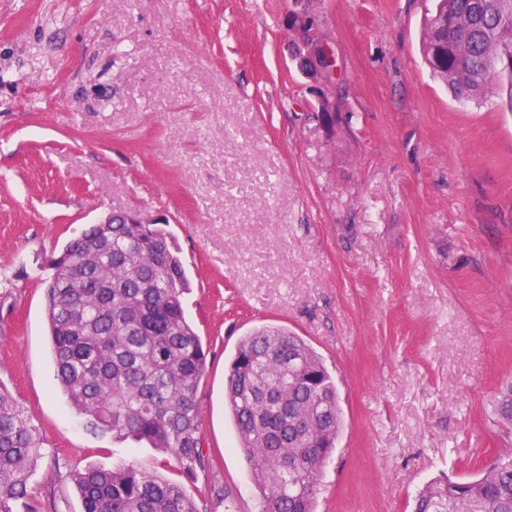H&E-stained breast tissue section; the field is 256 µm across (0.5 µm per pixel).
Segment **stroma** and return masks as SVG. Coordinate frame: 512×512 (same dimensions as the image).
Instances as JSON below:
<instances>
[{"label": "stroma", "mask_w": 512, "mask_h": 512, "mask_svg": "<svg viewBox=\"0 0 512 512\" xmlns=\"http://www.w3.org/2000/svg\"><path fill=\"white\" fill-rule=\"evenodd\" d=\"M288 0H0V386L44 437L29 487L171 457L87 431L55 379L46 263L87 225L163 218L208 352L198 508L259 512L224 409L241 340L288 328L336 382L317 512H411L428 481L512 450V111L460 102L420 42L434 0H311L336 84L300 72ZM339 119L323 126L318 101ZM494 413L499 422L512 424V380L499 387L494 397Z\"/></svg>", "instance_id": "obj_1"}]
</instances>
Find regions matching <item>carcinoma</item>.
I'll list each match as a JSON object with an SVG mask.
<instances>
[{
	"label": "carcinoma",
	"instance_id": "cac0c4a2",
	"mask_svg": "<svg viewBox=\"0 0 512 512\" xmlns=\"http://www.w3.org/2000/svg\"><path fill=\"white\" fill-rule=\"evenodd\" d=\"M423 21L425 63L460 101L498 79L512 100V0H437ZM294 59L308 70L303 34ZM46 319L58 384L92 432L146 443L173 457L180 481L134 463L71 472L83 512H200L185 482L206 466L198 387L206 350L185 317L190 282L175 237L163 224H133L122 212L91 224L48 262ZM225 403L237 448L261 493V512H315L321 469L343 417L336 384L317 352L285 328L245 336L232 359ZM494 413L512 424V380ZM43 438L0 389V512H38L28 479ZM413 512H512V451L476 478L438 479L416 495Z\"/></svg>",
	"mask_w": 512,
	"mask_h": 512
}]
</instances>
